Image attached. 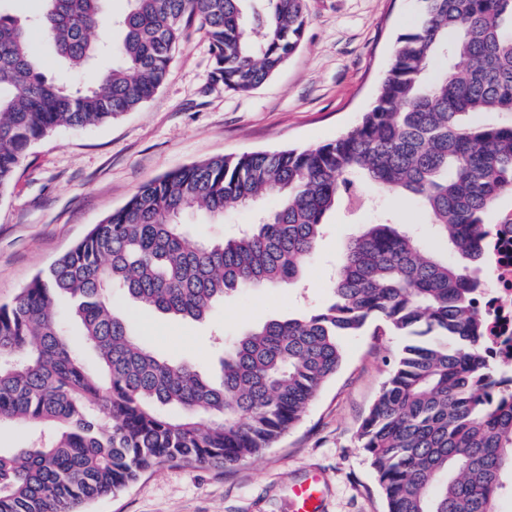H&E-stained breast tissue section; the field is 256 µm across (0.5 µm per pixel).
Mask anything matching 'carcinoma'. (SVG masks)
I'll return each mask as SVG.
<instances>
[{"mask_svg": "<svg viewBox=\"0 0 512 512\" xmlns=\"http://www.w3.org/2000/svg\"><path fill=\"white\" fill-rule=\"evenodd\" d=\"M361 121L316 148L215 157L141 185L123 206L0 306V426L34 428L0 450V512H82L166 463L232 469L273 447L336 375L341 339L370 325L400 338L357 431L387 512H493L512 477V398L500 396L475 305L484 214L512 192V0H420ZM214 77L264 84L299 48L303 0H130L122 41H102L101 0H45L36 25L83 89L46 79L24 27L0 12V193L27 152L64 126L140 109L164 85L193 23ZM112 54L115 62L97 69ZM366 186L418 204L447 256L389 216L346 244L321 308L275 317L224 348L219 373L155 355L114 307L120 288L161 313L204 320L224 297L301 277L327 215ZM275 210L236 237L192 240L212 217L265 197ZM76 323L82 341L67 327Z\"/></svg>", "mask_w": 512, "mask_h": 512, "instance_id": "cac0c4a2", "label": "carcinoma"}]
</instances>
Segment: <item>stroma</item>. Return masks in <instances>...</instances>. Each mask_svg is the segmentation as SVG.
<instances>
[{
    "label": "stroma",
    "instance_id": "35a3bbf8",
    "mask_svg": "<svg viewBox=\"0 0 512 512\" xmlns=\"http://www.w3.org/2000/svg\"><path fill=\"white\" fill-rule=\"evenodd\" d=\"M302 43L258 89L228 90L212 77L204 32L182 42L168 79L142 108L75 131L58 128L36 143L0 194V305L121 207L138 187L171 170L217 156L320 146L356 126L372 105L396 38L417 20L418 0H304ZM378 208H337L301 278L250 288L217 303L200 322L127 303L129 319L157 354L214 366L212 338L238 336L267 319L322 306L344 245L388 213L415 228L426 252L438 250L430 218L415 202L378 193ZM275 199L208 220L183 217L195 238L232 237ZM343 362L302 421L277 447L233 470L169 463L86 512H290L292 487L322 476L324 512H386L355 434L388 377L399 341L364 332L341 341Z\"/></svg>",
    "mask_w": 512,
    "mask_h": 512
}]
</instances>
